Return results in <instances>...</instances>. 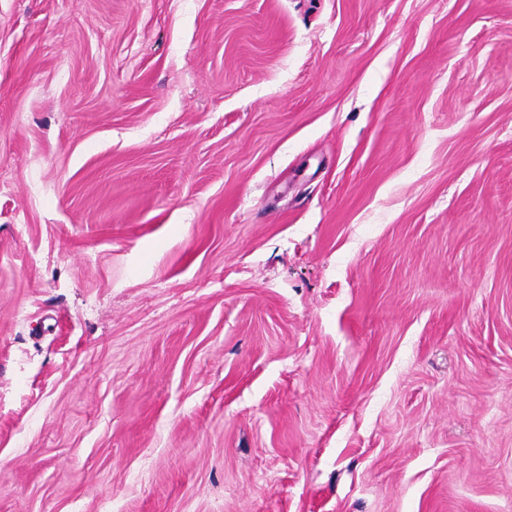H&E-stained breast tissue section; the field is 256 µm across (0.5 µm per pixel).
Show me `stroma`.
Listing matches in <instances>:
<instances>
[{
    "instance_id": "35a3bbf8",
    "label": "stroma",
    "mask_w": 512,
    "mask_h": 512,
    "mask_svg": "<svg viewBox=\"0 0 512 512\" xmlns=\"http://www.w3.org/2000/svg\"><path fill=\"white\" fill-rule=\"evenodd\" d=\"M0 512H512V0H0Z\"/></svg>"
}]
</instances>
